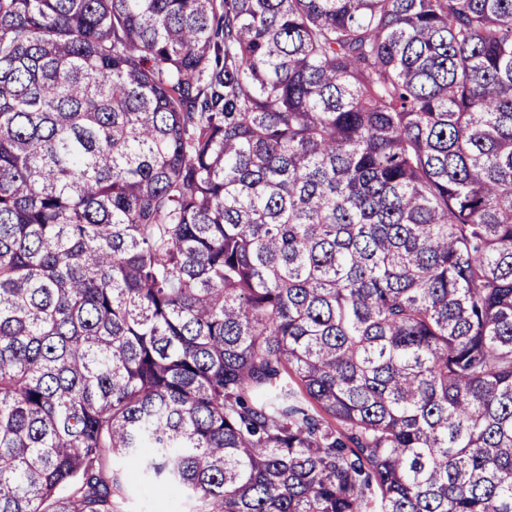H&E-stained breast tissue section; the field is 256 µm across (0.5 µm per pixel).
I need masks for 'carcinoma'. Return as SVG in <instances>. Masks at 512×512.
Returning <instances> with one entry per match:
<instances>
[{
    "instance_id": "cac0c4a2",
    "label": "carcinoma",
    "mask_w": 512,
    "mask_h": 512,
    "mask_svg": "<svg viewBox=\"0 0 512 512\" xmlns=\"http://www.w3.org/2000/svg\"><path fill=\"white\" fill-rule=\"evenodd\" d=\"M512 512V0H0V512ZM129 472L128 497L124 503L126 512H188L191 504L181 490H173L164 500H159L144 484L140 469L134 462H125Z\"/></svg>"
}]
</instances>
